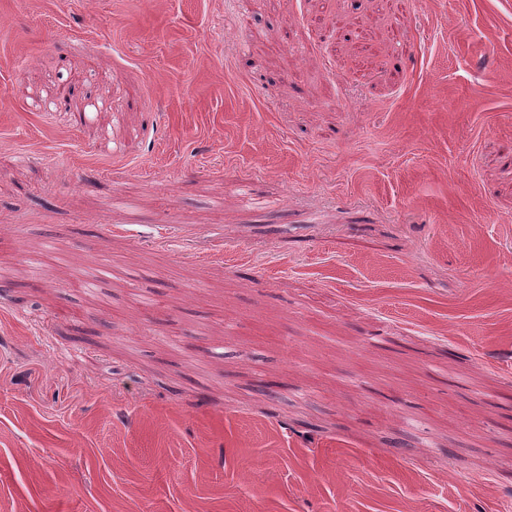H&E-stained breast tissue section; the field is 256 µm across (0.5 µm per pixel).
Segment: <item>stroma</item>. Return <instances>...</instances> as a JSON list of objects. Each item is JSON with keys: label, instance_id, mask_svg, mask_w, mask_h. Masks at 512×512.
Instances as JSON below:
<instances>
[{"label": "stroma", "instance_id": "stroma-1", "mask_svg": "<svg viewBox=\"0 0 512 512\" xmlns=\"http://www.w3.org/2000/svg\"><path fill=\"white\" fill-rule=\"evenodd\" d=\"M0 156V512H512V0H0Z\"/></svg>", "mask_w": 512, "mask_h": 512}]
</instances>
